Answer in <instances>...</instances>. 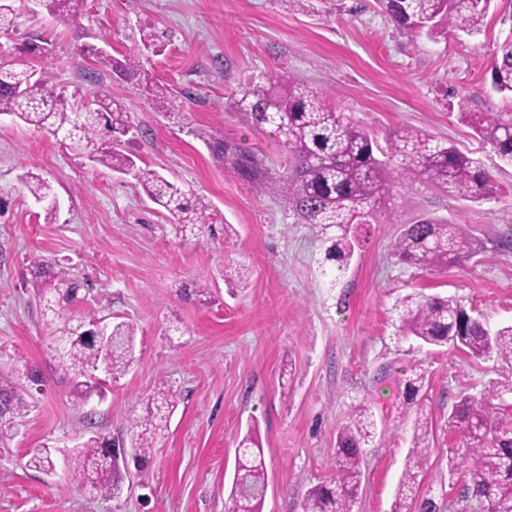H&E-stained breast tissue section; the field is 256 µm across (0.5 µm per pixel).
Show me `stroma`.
I'll return each mask as SVG.
<instances>
[{"label": "stroma", "instance_id": "35a3bbf8", "mask_svg": "<svg viewBox=\"0 0 512 512\" xmlns=\"http://www.w3.org/2000/svg\"><path fill=\"white\" fill-rule=\"evenodd\" d=\"M16 19L0 31V63L50 71L68 105L104 91L132 126L140 165L207 205L202 229L176 234L168 213L128 175L93 164L59 139L0 116V372L22 363L43 381L26 384L17 434L0 447V512H225L238 444L257 420L267 492L263 512H301L305 492L336 469V433L356 405L377 420L363 450L361 492L352 512H391L412 420L399 416L404 379L421 364L418 396L432 421L426 482L448 469L461 437L448 426L460 397L512 379V368L447 347H422L398 334L401 299L456 296L490 328L512 322V167L479 139L461 113L512 118V96L490 86L498 46L512 19L496 0L481 34L400 35L375 0H87L80 22L14 0ZM165 33L164 50L142 59L154 81L191 90L184 116L153 109L141 87L88 75L89 43L115 57L136 51L140 31ZM47 54L21 52L28 37ZM279 73L326 93L337 111L384 138L420 129L469 153L493 175L494 198L448 196L436 185H396L380 223L366 225L350 265L331 273L326 236L298 223L274 183H243L215 159L200 134L260 149L279 160L281 144L252 133L231 104L250 83ZM50 182L61 208L46 223L21 177ZM426 216L460 225L476 247L469 260L429 273L396 263L403 225ZM59 263L83 278L78 302L48 307L31 269ZM134 322L135 362L103 396L70 397L56 373L63 326ZM180 403L147 465L131 468L120 500L80 488L79 476L26 468L29 449L64 459L91 431L121 434L140 399L158 383ZM94 429H87V410Z\"/></svg>", "mask_w": 512, "mask_h": 512}]
</instances>
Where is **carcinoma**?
Wrapping results in <instances>:
<instances>
[{"label":"carcinoma","instance_id":"obj_1","mask_svg":"<svg viewBox=\"0 0 512 512\" xmlns=\"http://www.w3.org/2000/svg\"><path fill=\"white\" fill-rule=\"evenodd\" d=\"M494 0H377L396 30L412 38L424 28L444 24L448 30L468 35L482 32ZM85 0H43L47 10L66 22H76ZM80 54L101 71H109L135 86L148 82V71L139 54L119 60L93 45ZM492 88L512 94V40L498 48L490 68ZM156 105L172 117H179L186 91L160 84L152 89ZM241 121L254 133L276 138L285 150L280 168L272 167L265 155L224 141L223 135L207 134L208 144L226 169L243 181L278 182L299 220L316 224L330 232L325 259L348 261L362 226L377 221L386 208L393 188L391 164L403 160L401 176L428 180L448 195L479 201L493 192L492 178L469 154L431 135L411 128H399L386 139V147L336 111L321 90L283 76H265L246 87L233 102ZM7 114L26 124L48 131L68 143L69 149L84 152L90 161L114 172L135 177L152 202L171 217L182 233L199 227L204 201L191 202L177 184L152 170L141 169L137 156L124 148L131 132L121 108L104 93L72 109L54 93L48 71L37 73L0 63V115ZM476 135L490 142L499 159L512 166V121L493 113L483 114L473 125ZM23 182L32 196L45 204L46 222L57 218L55 195L50 184L29 172ZM397 260L425 271L446 268L469 258L473 249L469 237L457 224L446 219L422 218L404 225L393 248ZM44 287H53L58 300L68 303L77 297V284L52 263L36 265ZM399 331L404 339L424 346H451L477 359H496L512 366V324L490 329L481 318L470 314L453 297L409 296ZM70 336L59 356L58 370L69 383L71 395L87 397L91 389L125 375L135 361L136 327L120 322L107 328L108 347L102 349L83 339L80 327L64 329ZM40 381L36 368L24 366L0 374V444L16 433L17 418L25 410L21 380ZM426 371L410 368L406 378L404 413L412 412L424 387ZM512 394V382L500 383L480 396H465L455 405L449 425L461 435V447L450 448L448 473L440 474L435 484L445 488L447 477L466 479L464 498L475 500L481 512H512V417H506L494 400ZM180 398L162 384L146 401V412L126 425L125 437L132 442L136 457L146 459ZM372 409L360 404L351 423L337 432L336 472L332 478L308 491L302 512H351L361 486L364 446L376 433ZM431 423L420 410L415 411L412 450L408 453L398 485L392 512H406V502L415 500L427 472L430 457ZM110 439L90 436L67 458L80 475L82 486L103 498L122 497L127 479L124 457L108 455ZM56 465L48 448H32L26 466L45 472ZM238 466L246 479L232 481L227 512H262L267 479L264 450L258 427L248 426L239 442Z\"/></svg>","mask_w":512,"mask_h":512}]
</instances>
